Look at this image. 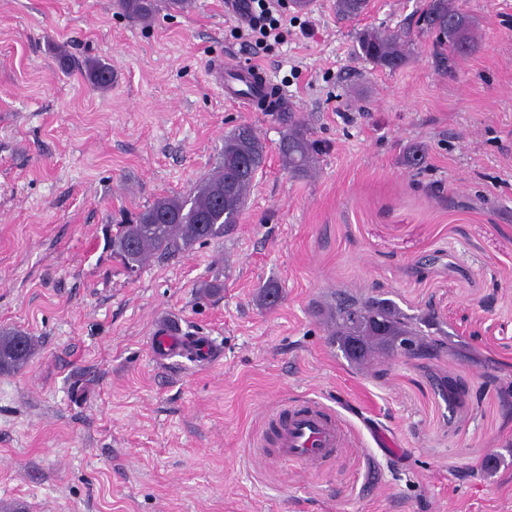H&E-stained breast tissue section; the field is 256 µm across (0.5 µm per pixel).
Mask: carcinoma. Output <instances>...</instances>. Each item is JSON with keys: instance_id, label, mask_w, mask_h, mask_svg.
<instances>
[{"instance_id": "carcinoma-1", "label": "carcinoma", "mask_w": 512, "mask_h": 512, "mask_svg": "<svg viewBox=\"0 0 512 512\" xmlns=\"http://www.w3.org/2000/svg\"><path fill=\"white\" fill-rule=\"evenodd\" d=\"M367 0H335L336 15L342 20L359 17ZM193 0H116V7L130 18L146 22L159 10L185 12ZM423 28L435 36L442 66L466 59L476 47L472 21L457 0H428L422 16ZM408 33L367 32L359 40V55L390 70L405 65ZM85 77L95 87L112 84V67L91 62ZM281 153L295 175L309 172L315 163V142L308 129L288 114ZM265 160V149L249 126L243 125L224 137V147L210 172L194 187L189 197L163 196L128 224H119L112 235V254L129 272L137 271L151 257H169L197 242L220 238L238 223L256 174ZM330 335L344 357L357 364L383 355L400 356L398 349L409 343L407 356L432 358L437 347L426 340L415 319L393 301L379 297H338L328 313ZM32 353L31 339L16 331H0V372L20 369Z\"/></svg>"}]
</instances>
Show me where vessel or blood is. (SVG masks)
I'll return each mask as SVG.
<instances>
[{
    "instance_id": "1",
    "label": "vessel or blood",
    "mask_w": 512,
    "mask_h": 512,
    "mask_svg": "<svg viewBox=\"0 0 512 512\" xmlns=\"http://www.w3.org/2000/svg\"><path fill=\"white\" fill-rule=\"evenodd\" d=\"M226 101L254 106L259 95L283 94L265 71L257 68H227L218 78ZM153 352L165 356L182 352L196 358L206 357L203 338L181 336L178 324L170 323L157 337ZM264 442L279 459L317 470L339 457L351 444V435L335 410L321 403L301 400L279 404L266 416Z\"/></svg>"
}]
</instances>
